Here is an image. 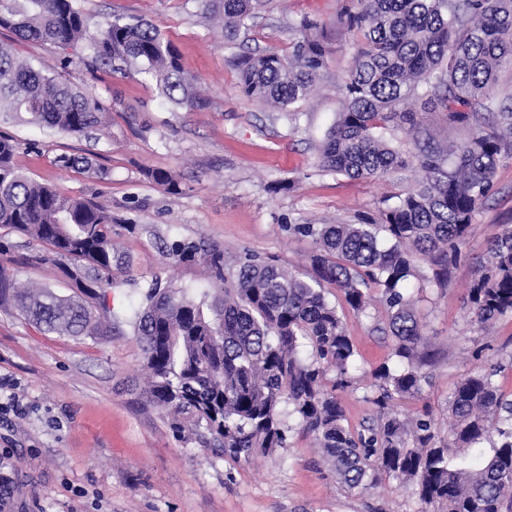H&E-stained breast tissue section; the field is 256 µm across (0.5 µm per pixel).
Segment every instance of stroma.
<instances>
[{
  "instance_id": "1",
  "label": "stroma",
  "mask_w": 512,
  "mask_h": 512,
  "mask_svg": "<svg viewBox=\"0 0 512 512\" xmlns=\"http://www.w3.org/2000/svg\"><path fill=\"white\" fill-rule=\"evenodd\" d=\"M344 0H266L241 53H288L303 19L319 23L332 52L318 88L286 110L244 96L220 27L205 0H82L89 28L116 17H140L160 29L195 76L202 101L173 108L154 81L131 73L70 67L67 79L111 103L112 119L91 137L60 133L0 115V133L21 145L15 158L32 179L93 200L131 220L136 232L116 242L130 265L109 289V308L123 310L154 277L207 288L202 262L175 264L161 250L170 239H204L228 263L246 253L312 275L311 238L291 224H357L394 204L410 185L405 173L367 180L320 171L316 146L341 110L339 86L354 61L355 37L341 24ZM61 153L92 158L102 175L53 165ZM163 169L184 191L167 193L147 178ZM512 224V162L499 166L490 197L475 213L467 261L448 285L426 280L425 262L411 279L415 307L432 358L421 397L395 403L402 417L430 408L449 437L448 396L465 375L501 365L496 381L512 399V314L486 330L473 326L463 297L473 258ZM7 264L21 284L71 289L57 271L36 263L44 244L16 234ZM357 349L352 385L339 398L351 429L372 425L371 372L391 351L388 313L378 289L366 310L343 309ZM0 380L18 407L0 410V512H422L412 489L393 479L368 492L350 491L324 465L312 437L292 432L287 447L251 462H231L214 449L173 436L147 394L141 347L126 323L109 339L45 333L16 311L0 308Z\"/></svg>"
}]
</instances>
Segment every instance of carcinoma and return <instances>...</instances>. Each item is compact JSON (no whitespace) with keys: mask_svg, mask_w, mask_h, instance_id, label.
<instances>
[{"mask_svg":"<svg viewBox=\"0 0 512 512\" xmlns=\"http://www.w3.org/2000/svg\"><path fill=\"white\" fill-rule=\"evenodd\" d=\"M261 2L208 0L225 48L234 47ZM348 2L342 20L359 46L338 87L341 112L319 143V165L352 180L408 170L414 186L360 224L288 225L315 245L310 277L250 253L230 265L224 251L202 239H173L166 257L203 261L214 287L197 298L156 277L137 305L112 313L113 320L131 324L149 400L184 443L199 440L227 459L247 461L286 447L296 425L315 437L324 464L350 491L392 477L436 512H512V399L496 383L500 366L456 383L448 397L450 441L439 436L429 409L405 420L390 406L396 397L420 396L428 383L419 356L425 337L406 293L414 258L429 264L428 281L447 285L499 166L512 161V96L490 104L500 72L512 67V0ZM301 28L286 56L233 55L246 97L284 108L311 96L331 47L316 21L305 19ZM0 30L48 44L58 55L56 66L37 67L0 43V113L14 119L85 137L107 127L111 107L64 77L73 64L137 72L155 80L171 103L199 105L193 74L148 23L116 17L89 35L78 0H0ZM427 109L445 113L448 128L467 135L448 145L420 138ZM396 131L411 147L393 146L387 135ZM18 148L0 135V229L45 244L38 260L74 292L22 288L0 264V306L45 333L106 339L112 320L101 318L96 303L130 263L116 246L118 225L111 211L27 176L14 163ZM53 162L99 173L85 157L62 153ZM147 176L170 194L183 192L167 171ZM371 287L381 289L394 345L372 371L378 422L364 434L345 425L336 397L352 383L356 351L327 291L337 290L362 313ZM463 304L481 329L512 314L511 224L488 240ZM305 348L310 355H302Z\"/></svg>","mask_w":512,"mask_h":512,"instance_id":"1","label":"carcinoma"}]
</instances>
